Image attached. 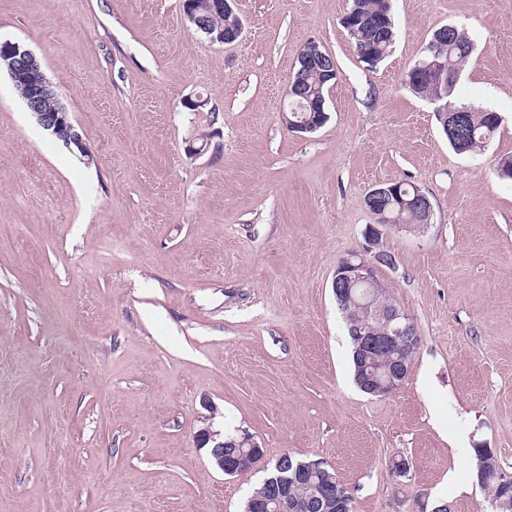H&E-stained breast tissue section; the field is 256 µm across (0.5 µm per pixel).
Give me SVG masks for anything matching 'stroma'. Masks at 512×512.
I'll list each match as a JSON object with an SVG mask.
<instances>
[{
  "label": "stroma",
  "instance_id": "stroma-1",
  "mask_svg": "<svg viewBox=\"0 0 512 512\" xmlns=\"http://www.w3.org/2000/svg\"><path fill=\"white\" fill-rule=\"evenodd\" d=\"M348 6L236 0L224 45L180 0H0V41L32 52L91 148L43 130L0 69V512H242L265 473L198 447L213 406L266 457L331 463L354 512H485L475 447L512 474V0H393L373 69ZM447 23L475 46L452 102L502 118L477 155L407 81ZM311 41L337 77L301 137L281 110ZM379 182L434 210L380 244L420 335L387 397L356 386L332 289Z\"/></svg>",
  "mask_w": 512,
  "mask_h": 512
}]
</instances>
